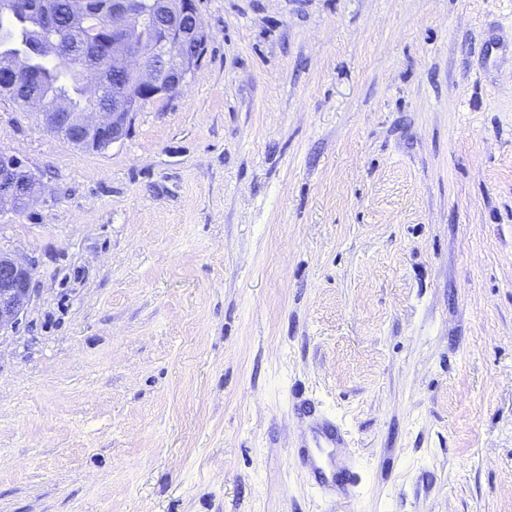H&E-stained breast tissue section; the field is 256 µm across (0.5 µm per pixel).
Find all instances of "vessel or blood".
<instances>
[{"mask_svg":"<svg viewBox=\"0 0 512 512\" xmlns=\"http://www.w3.org/2000/svg\"><path fill=\"white\" fill-rule=\"evenodd\" d=\"M312 447L298 449L311 485L333 490L340 483L336 475L335 450L344 443V432L336 423L326 421L313 428Z\"/></svg>","mask_w":512,"mask_h":512,"instance_id":"b4317fda","label":"vessel or blood"}]
</instances>
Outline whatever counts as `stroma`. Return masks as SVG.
<instances>
[{
	"label": "stroma",
	"mask_w": 512,
	"mask_h": 512,
	"mask_svg": "<svg viewBox=\"0 0 512 512\" xmlns=\"http://www.w3.org/2000/svg\"><path fill=\"white\" fill-rule=\"evenodd\" d=\"M198 8L104 150L0 102L44 186L0 217V512H512V0ZM33 268L0 252V335L15 328L31 301ZM313 448H299L297 454L304 463L308 480L314 487L345 490L336 476L335 448L344 444V431L331 421L316 424L313 429Z\"/></svg>",
	"instance_id": "obj_1"
}]
</instances>
